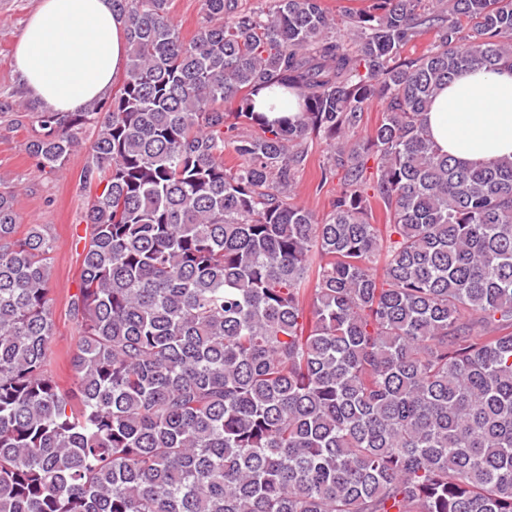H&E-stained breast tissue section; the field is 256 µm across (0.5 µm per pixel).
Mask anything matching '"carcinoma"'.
<instances>
[{"instance_id": "1", "label": "carcinoma", "mask_w": 512, "mask_h": 512, "mask_svg": "<svg viewBox=\"0 0 512 512\" xmlns=\"http://www.w3.org/2000/svg\"><path fill=\"white\" fill-rule=\"evenodd\" d=\"M170 7L112 0V97L0 101L46 173L94 128L81 177L104 185L65 390L55 241L0 179V512H512V159L465 166L422 123L458 72L512 67V0H204L189 39ZM271 86L300 121L252 110ZM307 138L332 147L324 216L292 202Z\"/></svg>"}]
</instances>
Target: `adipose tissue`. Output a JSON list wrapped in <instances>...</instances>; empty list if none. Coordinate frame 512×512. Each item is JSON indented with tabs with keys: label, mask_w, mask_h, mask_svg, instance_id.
Masks as SVG:
<instances>
[{
	"label": "adipose tissue",
	"mask_w": 512,
	"mask_h": 512,
	"mask_svg": "<svg viewBox=\"0 0 512 512\" xmlns=\"http://www.w3.org/2000/svg\"><path fill=\"white\" fill-rule=\"evenodd\" d=\"M127 40L112 0H39L13 47L23 93L49 112L103 100L125 70ZM423 124L441 153L482 166L512 157V69H468L435 97Z\"/></svg>",
	"instance_id": "1"
}]
</instances>
